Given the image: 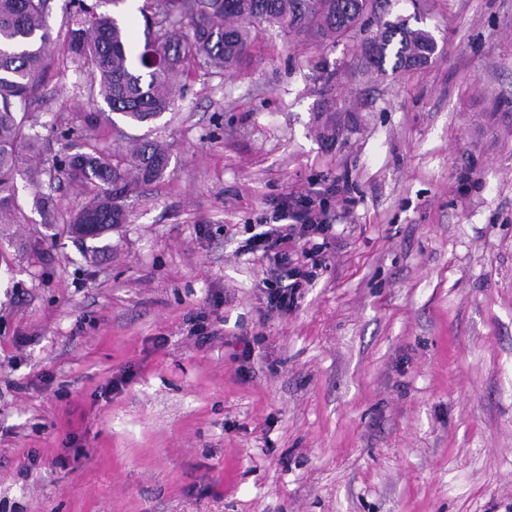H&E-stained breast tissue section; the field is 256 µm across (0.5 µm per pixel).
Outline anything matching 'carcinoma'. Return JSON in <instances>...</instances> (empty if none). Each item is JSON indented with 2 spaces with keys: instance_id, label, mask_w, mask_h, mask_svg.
Here are the masks:
<instances>
[{
  "instance_id": "carcinoma-1",
  "label": "carcinoma",
  "mask_w": 512,
  "mask_h": 512,
  "mask_svg": "<svg viewBox=\"0 0 512 512\" xmlns=\"http://www.w3.org/2000/svg\"><path fill=\"white\" fill-rule=\"evenodd\" d=\"M71 27L65 57L90 75L110 113L95 122L112 126V150L87 142L86 150L55 157L52 168L90 198L68 220L108 230L127 223V200L167 172L170 154L157 139L127 140L111 114L132 122L151 121L175 109L178 77L194 66L216 73L235 69L263 26L287 34L341 40L356 30L371 31L361 44L366 65L383 70L388 54L394 68L425 63L437 51L434 36L390 18V0H146L144 42L136 43L117 19L98 12V2L69 0ZM48 0H0V221L16 209V179L27 176L35 189L33 207L50 223L54 199L39 191V178L24 168V151L34 148L27 133L31 107L47 59L54 53L47 24Z\"/></svg>"
}]
</instances>
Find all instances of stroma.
<instances>
[{
  "label": "stroma",
  "mask_w": 512,
  "mask_h": 512,
  "mask_svg": "<svg viewBox=\"0 0 512 512\" xmlns=\"http://www.w3.org/2000/svg\"><path fill=\"white\" fill-rule=\"evenodd\" d=\"M438 43L374 72L362 33L259 30L194 67L166 176L81 240L47 179L0 223V512H512V0H397ZM54 58L36 152L88 115ZM335 233L296 307L249 239L285 197Z\"/></svg>",
  "instance_id": "1"
}]
</instances>
